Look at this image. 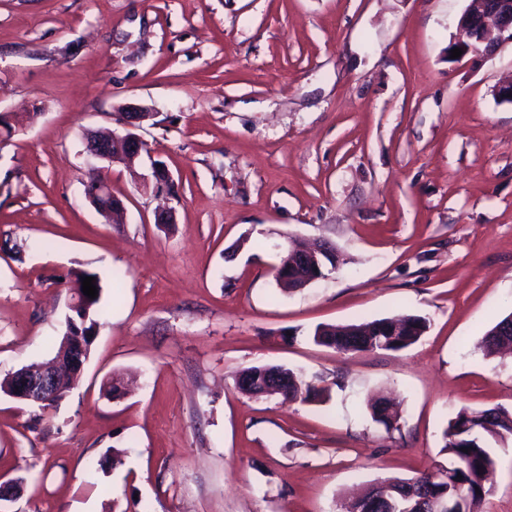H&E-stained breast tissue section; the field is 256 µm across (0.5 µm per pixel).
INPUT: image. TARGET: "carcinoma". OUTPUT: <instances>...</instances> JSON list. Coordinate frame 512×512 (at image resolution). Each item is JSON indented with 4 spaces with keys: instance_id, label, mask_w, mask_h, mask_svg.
Returning <instances> with one entry per match:
<instances>
[{
    "instance_id": "obj_1",
    "label": "carcinoma",
    "mask_w": 512,
    "mask_h": 512,
    "mask_svg": "<svg viewBox=\"0 0 512 512\" xmlns=\"http://www.w3.org/2000/svg\"><path fill=\"white\" fill-rule=\"evenodd\" d=\"M93 278L97 290H102L97 274L82 271L76 274L73 294L85 305L82 317L77 322L81 326L82 335L93 336L104 314L100 303L101 297L88 298L82 291V279ZM392 318L385 317L359 324L336 325L319 324L311 332L312 340L343 353H356L368 350L401 351L416 343L429 329L428 318L420 315H409L404 318V328L397 336L391 337L387 345L382 347L373 344V337L365 335V331L383 329L390 325ZM274 369L288 379V391L302 394L308 402L320 401L328 392V388L315 379L306 377L283 365ZM371 417L374 422L384 426L391 432L400 429L401 414L396 410L392 415L382 414L376 404H371ZM512 437V413L499 408L485 410H469L463 408L453 417L444 431V445L441 453L447 455V463H439L437 467L448 473V480L433 479V471L428 470L411 478L390 477L391 485L401 491H418L425 486L431 487L432 493L441 497L445 504L453 507L463 503L465 512H479V508L488 492L487 484L494 474L495 462L489 452L488 442L491 439ZM374 489H369L361 497L344 507V512H396L401 504V497L395 496L392 502H374Z\"/></svg>"
}]
</instances>
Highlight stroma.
I'll return each mask as SVG.
<instances>
[{"label": "stroma", "instance_id": "35a3bbf8", "mask_svg": "<svg viewBox=\"0 0 512 512\" xmlns=\"http://www.w3.org/2000/svg\"><path fill=\"white\" fill-rule=\"evenodd\" d=\"M468 0H0V378L51 359L72 274L108 309L67 395L0 394V512H338L374 480L444 461L463 408L512 412V45L449 58ZM152 108L147 150L84 184L87 130ZM175 193L157 195L152 161ZM175 221L160 224L161 206ZM345 263L284 294L290 239ZM430 321L399 352L315 345L320 323ZM318 375L322 402L251 398L255 365ZM114 377L129 383L106 396ZM392 392L399 430L366 407ZM481 512H512V439ZM86 199L96 212L114 218L122 212L123 203L112 196V189L105 178L98 177L86 186Z\"/></svg>", "mask_w": 512, "mask_h": 512}]
</instances>
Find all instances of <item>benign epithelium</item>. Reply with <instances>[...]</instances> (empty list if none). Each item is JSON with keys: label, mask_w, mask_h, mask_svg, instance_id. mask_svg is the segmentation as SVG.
Segmentation results:
<instances>
[{"label": "benign epithelium", "mask_w": 512, "mask_h": 512, "mask_svg": "<svg viewBox=\"0 0 512 512\" xmlns=\"http://www.w3.org/2000/svg\"><path fill=\"white\" fill-rule=\"evenodd\" d=\"M458 29L464 39L450 46L459 48L462 56L482 58L491 55L503 42L512 43V0H470L469 6L460 16ZM123 133H91L86 137L84 153L110 166L125 164L145 150L143 140L133 132L151 115L150 109L139 104L128 103L120 109ZM86 199L98 214L110 218L123 210V203L112 196L109 182L101 177L86 186ZM338 259L332 246L323 241H314L290 251L287 265H278L284 278L296 288L326 276V270H336ZM70 366L81 373L87 358V347L83 336L69 334L64 340ZM59 363L53 360L38 369L23 368L11 374L12 389L7 396L29 405L41 406L49 403L60 393L58 387Z\"/></svg>", "instance_id": "obj_1"}]
</instances>
